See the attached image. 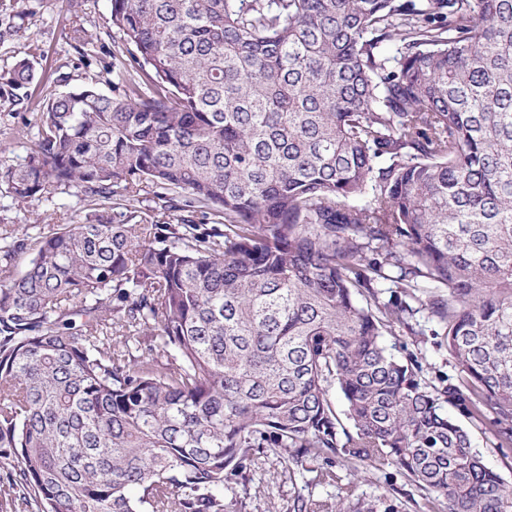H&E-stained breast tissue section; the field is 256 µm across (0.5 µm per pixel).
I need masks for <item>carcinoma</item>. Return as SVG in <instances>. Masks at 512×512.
<instances>
[{
  "label": "carcinoma",
  "mask_w": 512,
  "mask_h": 512,
  "mask_svg": "<svg viewBox=\"0 0 512 512\" xmlns=\"http://www.w3.org/2000/svg\"><path fill=\"white\" fill-rule=\"evenodd\" d=\"M110 2L122 93L49 97L0 164L15 203L86 210L0 232V498L224 512L266 448L338 488L297 512H400L361 465L512 512L461 422L512 451V0ZM146 185L175 223L128 205ZM416 303L439 388L384 343Z\"/></svg>",
  "instance_id": "carcinoma-1"
}]
</instances>
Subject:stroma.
<instances>
[{
	"label": "stroma",
	"instance_id": "35a3bbf8",
	"mask_svg": "<svg viewBox=\"0 0 512 512\" xmlns=\"http://www.w3.org/2000/svg\"><path fill=\"white\" fill-rule=\"evenodd\" d=\"M25 6L28 18L18 22L16 31L0 42V164L24 161L27 152L18 132L46 96L91 83L105 94L117 95L112 65L129 61L110 22L109 0H26ZM77 30L86 33L88 44L73 41ZM23 54L31 60L36 78L15 89L10 85L12 68ZM36 213L43 219L37 230L44 234L59 231L85 215L73 195H59L52 203L33 199L17 205L0 189V228L28 223ZM417 319L423 335L400 331L386 336V345L398 356L415 354L427 379L454 374L446 341L434 333L435 322L422 312ZM302 485V490H295L279 458L264 454L261 469H247L231 480L224 492V512H294L297 496L322 498L327 494L311 477H304ZM359 491L367 497L385 495L401 502L404 512L420 510V492L396 472L367 469Z\"/></svg>",
	"mask_w": 512,
	"mask_h": 512
}]
</instances>
